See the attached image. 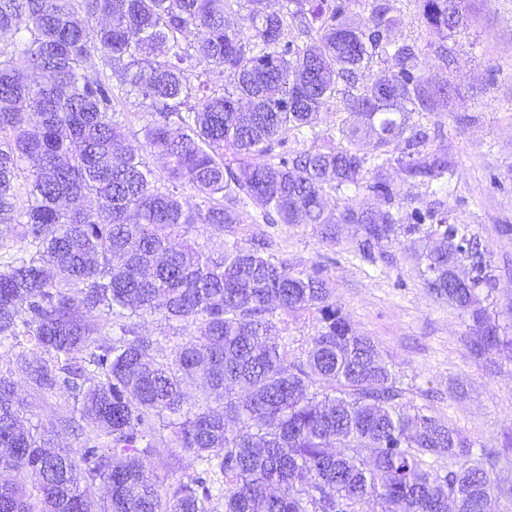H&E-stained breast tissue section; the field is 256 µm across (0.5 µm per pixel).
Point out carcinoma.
<instances>
[{
	"instance_id": "obj_1",
	"label": "carcinoma",
	"mask_w": 512,
	"mask_h": 512,
	"mask_svg": "<svg viewBox=\"0 0 512 512\" xmlns=\"http://www.w3.org/2000/svg\"><path fill=\"white\" fill-rule=\"evenodd\" d=\"M242 1L245 24L232 28L226 14ZM420 2L442 42L467 22L466 0ZM370 7L359 29L330 0L279 11L269 0H0V224L21 243H0V469L18 475L0 484V512H498L512 497L490 451L426 407L404 410L375 341L340 315L319 272L255 242L217 256L172 243L240 223L246 200L263 223L314 224L332 243L355 224L370 258L399 214L353 201L329 213L326 193L359 191L370 161L429 187L452 174L422 125L389 156L405 112L448 106V83L414 77L393 5ZM295 22L309 36L301 46L286 40ZM376 56L383 67L357 88ZM202 64L224 84L202 78ZM339 93L362 125L337 127L330 151L271 156L306 138ZM133 117L140 154L125 146ZM429 217L432 245L415 252L429 292L467 317L474 357L512 350L483 305L494 285L477 237L446 212ZM465 261L476 275H459ZM147 312L196 335L161 355L131 321ZM301 312L318 326L290 361L288 317ZM19 360L34 393H63L47 431L24 427L3 369ZM77 433L89 446L51 447ZM169 445L206 468L162 491L148 468ZM96 484L100 500L88 494Z\"/></svg>"
}]
</instances>
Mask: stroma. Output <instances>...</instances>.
<instances>
[{
	"mask_svg": "<svg viewBox=\"0 0 512 512\" xmlns=\"http://www.w3.org/2000/svg\"><path fill=\"white\" fill-rule=\"evenodd\" d=\"M396 36L414 45L416 75L448 82L446 108L427 122L431 145L455 162L448 193L405 179L398 166L383 169L403 224L430 227L429 210L444 208L469 225L489 252L496 288L489 310L512 325V0H471L466 29L440 43L419 21V0H398ZM223 232H195L196 241L219 252L237 240L264 239L265 255L299 269H318L335 291L336 305L360 333L374 339L384 360L404 382L405 400L428 406L474 447L493 452L494 474L512 484V352L474 358L468 323L451 303L424 287L399 233L374 260L356 251L360 234L345 224L340 241H322L309 224H256L252 205Z\"/></svg>",
	"mask_w": 512,
	"mask_h": 512,
	"instance_id": "obj_1",
	"label": "stroma"
}]
</instances>
